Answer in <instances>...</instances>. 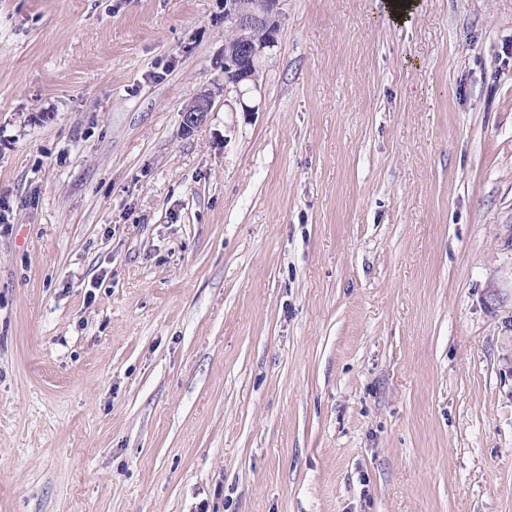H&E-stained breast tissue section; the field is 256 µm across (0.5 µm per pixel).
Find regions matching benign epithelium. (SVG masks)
I'll list each match as a JSON object with an SVG mask.
<instances>
[{
	"instance_id": "1",
	"label": "benign epithelium",
	"mask_w": 512,
	"mask_h": 512,
	"mask_svg": "<svg viewBox=\"0 0 512 512\" xmlns=\"http://www.w3.org/2000/svg\"><path fill=\"white\" fill-rule=\"evenodd\" d=\"M282 0H224V23L238 30L239 39L224 44V98L233 97L245 112H254L253 94L268 52L277 44ZM215 92L202 91L184 109L183 124L199 127L212 110Z\"/></svg>"
}]
</instances>
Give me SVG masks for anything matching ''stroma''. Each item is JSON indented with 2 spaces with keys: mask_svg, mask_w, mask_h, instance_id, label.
I'll list each match as a JSON object with an SVG mask.
<instances>
[{
  "mask_svg": "<svg viewBox=\"0 0 512 512\" xmlns=\"http://www.w3.org/2000/svg\"><path fill=\"white\" fill-rule=\"evenodd\" d=\"M380 5L0 0V512H512V0ZM224 0V24L238 30L240 38L224 43V102L231 96L244 112L256 111L253 94L268 52L277 44L278 20L282 0ZM263 31L265 41L253 34ZM214 97L215 92L204 90L186 106L183 111V124L187 129L197 128L204 122L207 113L212 110Z\"/></svg>",
  "mask_w": 512,
  "mask_h": 512,
  "instance_id": "1",
  "label": "stroma"
}]
</instances>
